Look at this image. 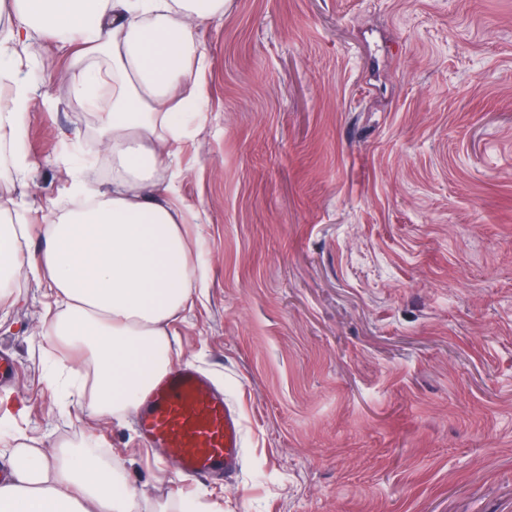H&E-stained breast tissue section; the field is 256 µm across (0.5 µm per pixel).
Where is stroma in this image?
<instances>
[{"label":"stroma","mask_w":512,"mask_h":512,"mask_svg":"<svg viewBox=\"0 0 512 512\" xmlns=\"http://www.w3.org/2000/svg\"><path fill=\"white\" fill-rule=\"evenodd\" d=\"M203 118L178 146L206 274L173 325L244 431L230 479L179 475L136 415L64 404L43 373L53 292L0 305V473L18 440L93 442L148 501L208 512H512V0H226L194 24ZM31 167L0 206L43 224L66 172L112 188L99 114L50 40L27 48Z\"/></svg>","instance_id":"35a3bbf8"}]
</instances>
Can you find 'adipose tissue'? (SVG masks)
<instances>
[{
  "instance_id": "ef3b65f1",
  "label": "adipose tissue",
  "mask_w": 512,
  "mask_h": 512,
  "mask_svg": "<svg viewBox=\"0 0 512 512\" xmlns=\"http://www.w3.org/2000/svg\"><path fill=\"white\" fill-rule=\"evenodd\" d=\"M223 14L224 0H0L1 183L22 187L28 178L32 87L20 50L33 38L71 57L77 98L108 94L97 134L112 154L111 190L71 178L68 192L84 204L42 226L28 264L29 226L0 211V299L25 265L52 289L43 337L89 368L59 359L47 383L64 390L81 378L97 414L139 410L149 381L171 365L174 320L204 286L186 212L169 201L161 173L205 96L207 62L192 24ZM143 498L123 461L66 443L50 459L15 448L13 477L0 482V512H141Z\"/></svg>"
}]
</instances>
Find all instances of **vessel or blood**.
<instances>
[{
    "label": "vessel or blood",
    "instance_id": "obj_1",
    "mask_svg": "<svg viewBox=\"0 0 512 512\" xmlns=\"http://www.w3.org/2000/svg\"><path fill=\"white\" fill-rule=\"evenodd\" d=\"M138 427L147 441L163 449L181 475L223 476L239 464L241 418L192 366H180L153 383Z\"/></svg>",
    "mask_w": 512,
    "mask_h": 512
}]
</instances>
